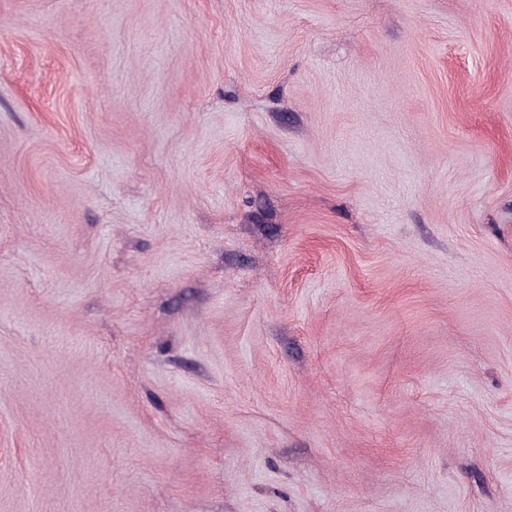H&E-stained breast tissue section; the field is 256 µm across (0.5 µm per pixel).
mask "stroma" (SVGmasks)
Returning a JSON list of instances; mask_svg holds the SVG:
<instances>
[{
    "instance_id": "35a3bbf8",
    "label": "stroma",
    "mask_w": 512,
    "mask_h": 512,
    "mask_svg": "<svg viewBox=\"0 0 512 512\" xmlns=\"http://www.w3.org/2000/svg\"><path fill=\"white\" fill-rule=\"evenodd\" d=\"M0 512H512V0H0Z\"/></svg>"
}]
</instances>
